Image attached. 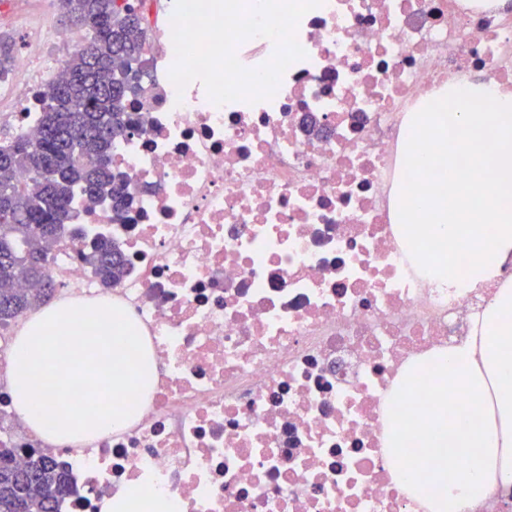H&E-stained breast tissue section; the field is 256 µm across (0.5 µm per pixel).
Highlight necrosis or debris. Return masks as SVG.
I'll return each instance as SVG.
<instances>
[{
    "mask_svg": "<svg viewBox=\"0 0 512 512\" xmlns=\"http://www.w3.org/2000/svg\"><path fill=\"white\" fill-rule=\"evenodd\" d=\"M173 11L142 0V124L112 144L130 214L84 208L48 265L58 302L131 317L153 389L125 427L53 448L16 413L1 344L0 445L67 473L61 512H102L133 489L172 512H426L396 479L390 402L427 403L408 369L470 335L512 264L469 288L419 268L398 218L405 136L451 87L482 80L512 98V10L324 0L301 19L306 56L274 97L221 106L202 83L180 93L170 80ZM2 30L16 51L0 76V143L33 132L38 93L85 42L53 31L41 0H9ZM103 240L126 259L110 288L78 258Z\"/></svg>",
    "mask_w": 512,
    "mask_h": 512,
    "instance_id": "necrosis-or-debris-1",
    "label": "necrosis or debris"
}]
</instances>
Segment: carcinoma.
I'll use <instances>...</instances> for the list:
<instances>
[{"label": "carcinoma", "instance_id": "cac0c4a2", "mask_svg": "<svg viewBox=\"0 0 512 512\" xmlns=\"http://www.w3.org/2000/svg\"><path fill=\"white\" fill-rule=\"evenodd\" d=\"M61 2L76 26L89 32L82 49L65 61V73L82 72L92 54L103 76L126 69L131 90L110 92L96 78H64L40 96L36 136L19 135L0 147V209L15 217L13 224H0V326L53 297L46 245L72 234L77 203L110 198L118 218L132 203L118 183L123 173L112 170L110 151L117 136L140 127L129 111L149 76L137 67L147 40L140 8L128 0ZM81 258L107 287L126 272L114 244L98 242ZM21 282L39 288L22 292ZM67 490L66 475L50 457L31 455L20 464L15 449L0 447V512H59Z\"/></svg>", "mask_w": 512, "mask_h": 512}]
</instances>
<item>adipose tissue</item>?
<instances>
[{
    "label": "adipose tissue",
    "instance_id": "ef3b65f1",
    "mask_svg": "<svg viewBox=\"0 0 512 512\" xmlns=\"http://www.w3.org/2000/svg\"><path fill=\"white\" fill-rule=\"evenodd\" d=\"M433 397L415 410L411 429L393 433L407 451L405 475L429 512H467L495 489H512V289L504 288L475 326L474 336L437 359ZM467 407L458 410L455 395ZM454 456L467 463L449 473Z\"/></svg>",
    "mask_w": 512,
    "mask_h": 512
}]
</instances>
